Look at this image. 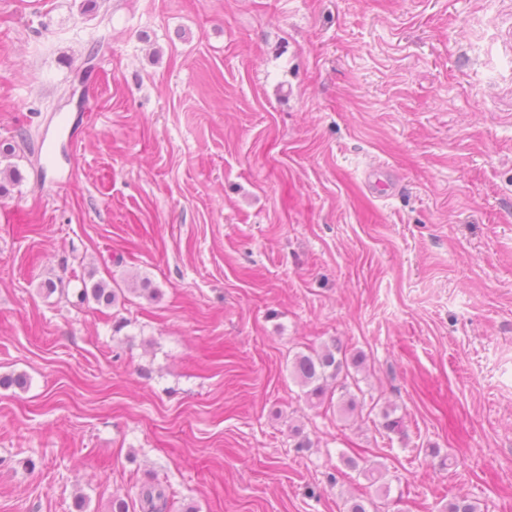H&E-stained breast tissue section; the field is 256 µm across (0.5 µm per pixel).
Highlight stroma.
I'll return each instance as SVG.
<instances>
[{
    "instance_id": "obj_1",
    "label": "stroma",
    "mask_w": 512,
    "mask_h": 512,
    "mask_svg": "<svg viewBox=\"0 0 512 512\" xmlns=\"http://www.w3.org/2000/svg\"><path fill=\"white\" fill-rule=\"evenodd\" d=\"M364 460L512 512V0H0V512H345ZM336 354H341L339 358ZM364 356L356 355L350 360L346 352L336 345L321 350L311 349L309 353H298L291 362V373L304 389L306 401L311 406H321L325 401L332 400L335 388L344 391L348 396L346 407L353 410L356 398L348 390L347 378L350 377V364L356 372L364 369ZM342 379V381H340ZM336 383V386H335Z\"/></svg>"
}]
</instances>
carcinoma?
<instances>
[{"instance_id":"obj_1","label":"carcinoma","mask_w":512,"mask_h":512,"mask_svg":"<svg viewBox=\"0 0 512 512\" xmlns=\"http://www.w3.org/2000/svg\"><path fill=\"white\" fill-rule=\"evenodd\" d=\"M83 298L91 297L97 301L106 302L116 300L114 289L102 283H96L91 289H83ZM360 371L364 369V356L356 355L352 358L342 353L338 346L324 347L320 350L312 349L309 353H298L291 362V373L299 385L304 389L306 401L316 407L333 398L335 389L339 388L348 396L346 407L352 410L356 407V398L348 390L347 378L350 377L349 367ZM361 473L371 483L377 485V491L383 496L389 495V486L382 482L384 478L380 467L365 465ZM144 512H165L167 497L163 490L154 487L142 492Z\"/></svg>"}]
</instances>
